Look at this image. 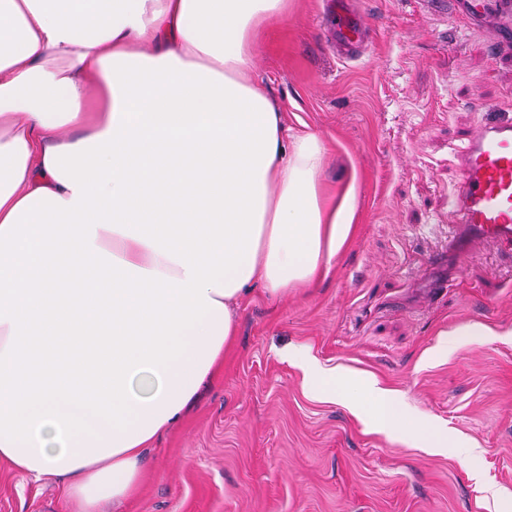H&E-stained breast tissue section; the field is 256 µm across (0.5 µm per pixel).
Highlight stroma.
Instances as JSON below:
<instances>
[{
	"instance_id": "1",
	"label": "stroma",
	"mask_w": 512,
	"mask_h": 512,
	"mask_svg": "<svg viewBox=\"0 0 512 512\" xmlns=\"http://www.w3.org/2000/svg\"><path fill=\"white\" fill-rule=\"evenodd\" d=\"M372 25L357 60L336 53L326 0H293L259 36L251 71L288 127L328 147L335 187L358 182L360 221L327 276L237 309L222 372L149 451L140 492L120 512H512V249L448 220L453 159L482 123L512 119V51L430 15L420 0H347ZM481 323V342L441 334ZM306 346L398 392L475 460L367 430L313 397L282 358ZM0 512H82L53 477L0 463Z\"/></svg>"
}]
</instances>
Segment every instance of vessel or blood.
<instances>
[{"label":"vessel or blood","instance_id":"b4317fda","mask_svg":"<svg viewBox=\"0 0 512 512\" xmlns=\"http://www.w3.org/2000/svg\"><path fill=\"white\" fill-rule=\"evenodd\" d=\"M451 15H463L475 27H488L493 43L512 45V0H436ZM336 47L351 54L364 52L370 27L365 14L337 7L331 20ZM461 180L450 199L451 223L505 245L512 244V120L480 124L455 152Z\"/></svg>","mask_w":512,"mask_h":512}]
</instances>
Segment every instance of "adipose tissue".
I'll return each mask as SVG.
<instances>
[{
    "instance_id": "1",
    "label": "adipose tissue",
    "mask_w": 512,
    "mask_h": 512,
    "mask_svg": "<svg viewBox=\"0 0 512 512\" xmlns=\"http://www.w3.org/2000/svg\"><path fill=\"white\" fill-rule=\"evenodd\" d=\"M288 0H0V460L84 512L138 494L144 456L224 366L234 308L311 287L352 236L356 183L286 136L248 77ZM373 431L439 424L366 373L287 353Z\"/></svg>"
}]
</instances>
